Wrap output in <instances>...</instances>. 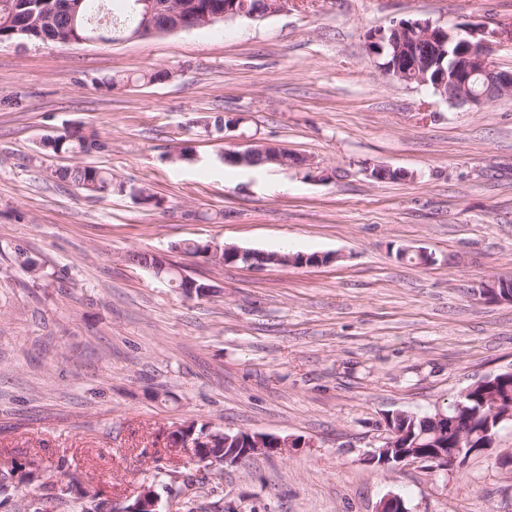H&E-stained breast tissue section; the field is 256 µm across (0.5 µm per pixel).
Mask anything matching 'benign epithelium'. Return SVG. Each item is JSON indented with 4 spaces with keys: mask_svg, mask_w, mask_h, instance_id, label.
I'll return each mask as SVG.
<instances>
[{
    "mask_svg": "<svg viewBox=\"0 0 512 512\" xmlns=\"http://www.w3.org/2000/svg\"><path fill=\"white\" fill-rule=\"evenodd\" d=\"M267 7L264 11L248 12L246 7L238 6V0H225L224 8L204 14L192 13V5L185 6V13L177 12L172 15L170 28L174 32L190 31L200 24H212L222 19L237 17H260L281 11L288 0H265ZM143 6L142 24L133 37H147L157 33L153 25V15L156 13L157 5L155 0H138ZM499 41L504 39L512 40V30L499 28L484 36V31L477 30L467 24H456L452 27L434 25L428 21L410 20L401 21L388 29H376L369 35L368 50L371 55L379 57L383 54L385 42L395 43L410 42L413 45V52L409 54L396 50L395 61L381 67L383 74L399 82L413 83L420 85H431L435 91L442 94L449 103L453 105L481 106L488 101L512 94V72L497 69L490 61L492 43L490 39ZM450 57L449 69L441 74L428 78L431 69L430 63ZM260 154L268 159V162L289 166L294 163L307 164L301 159L294 161V158L287 154L283 148L270 144L253 141L241 151L237 157L241 164L247 165L253 156ZM210 252L217 254L224 253V258L234 264L242 261L247 267L263 268L267 265L294 266L296 264L305 266L309 263L315 265L323 261L319 256L313 261H308V256L298 259V255L288 252H258L244 250L234 246L224 248L218 245H210ZM511 279H498L483 286L480 295L487 300L511 301L512 292ZM476 386L472 385L464 390L459 398L453 403L454 412L450 415L440 411L432 420L445 425L444 431H436L433 435V446L430 448H407L403 446L405 433L394 426V420L400 414L387 419V437L383 438V444L376 447L364 458L369 464L387 471H393L404 464L420 465L427 469H446L448 464L461 462L463 455L460 445L470 441V429L474 420L469 417L465 400L469 398ZM483 407L486 408L485 418L487 425H511L512 424V403H504L497 397H487ZM187 426L180 425L169 433V456L177 459L183 455L193 460L201 461V456L196 454V445L203 442V439L195 440L193 435L185 433ZM224 437V463H235L241 459L256 454L278 452L289 447V444L277 441L264 434H257L252 438V444L246 448H231L229 443L234 439H240L241 435L231 436L226 430L213 431ZM453 434L457 440V447H448L447 437ZM158 500L154 491L143 488L135 499L134 504L124 512H157ZM377 512H407L403 499L390 494L383 498Z\"/></svg>",
    "mask_w": 512,
    "mask_h": 512,
    "instance_id": "benign-epithelium-1",
    "label": "benign epithelium"
}]
</instances>
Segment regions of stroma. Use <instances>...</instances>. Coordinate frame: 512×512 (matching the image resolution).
I'll return each mask as SVG.
<instances>
[{
    "label": "stroma",
    "mask_w": 512,
    "mask_h": 512,
    "mask_svg": "<svg viewBox=\"0 0 512 512\" xmlns=\"http://www.w3.org/2000/svg\"><path fill=\"white\" fill-rule=\"evenodd\" d=\"M416 19L512 27V0H290L146 38L0 44V464L38 457L46 479L95 487L115 512L151 486L159 512H180L185 487L156 469L172 427L208 423L292 445L218 473L185 464L202 512H376L390 494L407 512H512V470L491 458L363 461L391 414L447 410L512 368V303L479 294L512 278V97L458 107L383 75L369 33ZM146 69L170 78L97 85ZM225 112L243 118L236 144L305 165L220 166L225 142L196 122ZM74 126L103 142L88 160L125 192L53 178L76 159L38 143ZM184 145L195 161L169 162ZM377 164L411 177L372 180ZM141 186L162 208L134 199ZM186 239L333 261L216 266L173 251ZM134 252L218 296L185 299Z\"/></svg>",
    "instance_id": "obj_1"
}]
</instances>
